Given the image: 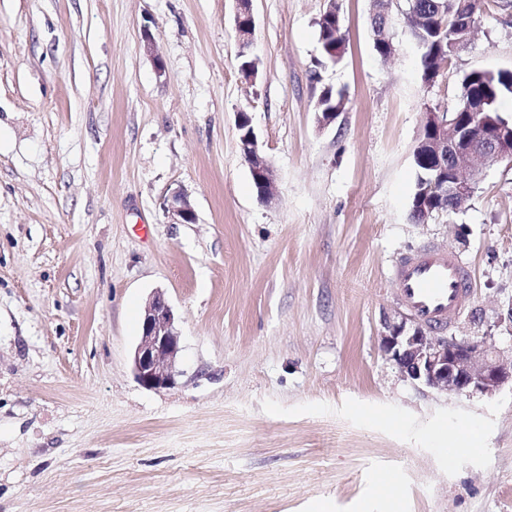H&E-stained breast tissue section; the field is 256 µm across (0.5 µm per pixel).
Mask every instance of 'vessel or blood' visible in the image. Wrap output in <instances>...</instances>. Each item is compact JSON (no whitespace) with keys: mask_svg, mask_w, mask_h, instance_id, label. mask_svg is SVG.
<instances>
[{"mask_svg":"<svg viewBox=\"0 0 512 512\" xmlns=\"http://www.w3.org/2000/svg\"><path fill=\"white\" fill-rule=\"evenodd\" d=\"M393 275L400 304L433 329L452 325L470 300L467 269L454 253L433 243L401 256Z\"/></svg>","mask_w":512,"mask_h":512,"instance_id":"obj_1","label":"vessel or blood"}]
</instances>
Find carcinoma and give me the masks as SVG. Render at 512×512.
Segmentation results:
<instances>
[{
  "label": "carcinoma",
  "mask_w": 512,
  "mask_h": 512,
  "mask_svg": "<svg viewBox=\"0 0 512 512\" xmlns=\"http://www.w3.org/2000/svg\"><path fill=\"white\" fill-rule=\"evenodd\" d=\"M467 0H405L404 11L415 12L425 19L418 31L411 34L421 49L422 79L430 82L435 79L434 60L454 59L462 49L465 26L477 27L483 14H470L464 4ZM318 42L322 57L331 62L341 59L345 47L341 6H336V24L328 23L321 15L316 20ZM459 100L455 111L467 112L469 97L484 101L485 111L498 121L504 116L498 109L500 100L512 97V70L480 71L462 73L459 82ZM346 97L341 91L332 88L322 90L318 98V111L342 112Z\"/></svg>",
  "instance_id": "obj_1"
}]
</instances>
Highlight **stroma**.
<instances>
[{"instance_id":"35a3bbf8","label":"stroma","mask_w":512,"mask_h":512,"mask_svg":"<svg viewBox=\"0 0 512 512\" xmlns=\"http://www.w3.org/2000/svg\"><path fill=\"white\" fill-rule=\"evenodd\" d=\"M325 8L254 0L251 82L232 0H0V512H512V386L441 394L381 348L406 314L393 267L433 242L473 280L446 336L512 357V162L410 217L424 108L512 70V0L431 83L403 22L379 60L369 0H342L320 64ZM327 87L347 103L322 128ZM177 192L195 223L171 222ZM157 288L181 375L150 390L131 356ZM316 20L318 42L322 57L331 62H338L344 52L345 34L343 32L341 6L338 0H328L325 11ZM325 17L333 21L329 24ZM236 123L238 131H243L239 136L241 156L252 177L260 184L261 193L258 198L263 203L271 204L279 197L273 166L259 146L258 136L249 113L237 112Z\"/></svg>"}]
</instances>
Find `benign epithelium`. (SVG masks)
Instances as JSON below:
<instances>
[{
	"label": "benign epithelium",
	"instance_id": "benign-epithelium-1",
	"mask_svg": "<svg viewBox=\"0 0 512 512\" xmlns=\"http://www.w3.org/2000/svg\"><path fill=\"white\" fill-rule=\"evenodd\" d=\"M238 55L253 54L255 40L254 0H233ZM241 156L250 174L260 184L259 200L271 204L278 199L276 174L259 146L258 136L247 112L236 116ZM423 131L428 153L426 164L431 173V194L437 207L422 204L413 211L415 221L425 222L434 211H460L471 200L490 164L512 162V125L488 124L482 106L467 113L466 120L455 126L446 113L433 108L423 113ZM174 224H193L194 206L184 193H175L167 206ZM385 355L408 379L447 395L495 394L512 382V362L471 336H435L411 317L386 324L381 336ZM181 334L175 313L161 290L155 291L142 311L141 333L132 357L137 382L147 389L171 388L181 375L178 370Z\"/></svg>",
	"mask_w": 512,
	"mask_h": 512
}]
</instances>
